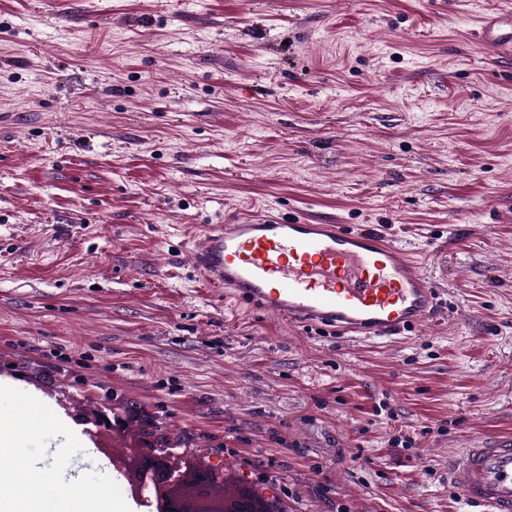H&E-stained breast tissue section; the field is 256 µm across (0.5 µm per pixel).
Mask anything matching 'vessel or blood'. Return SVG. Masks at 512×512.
I'll return each instance as SVG.
<instances>
[{"instance_id": "obj_1", "label": "vessel or blood", "mask_w": 512, "mask_h": 512, "mask_svg": "<svg viewBox=\"0 0 512 512\" xmlns=\"http://www.w3.org/2000/svg\"><path fill=\"white\" fill-rule=\"evenodd\" d=\"M478 39L512 51V6L483 17ZM189 258L225 298L311 331L394 339L440 308L442 289L424 263L374 228L240 218L200 225ZM452 482L468 502L512 512V439L464 449Z\"/></svg>"}]
</instances>
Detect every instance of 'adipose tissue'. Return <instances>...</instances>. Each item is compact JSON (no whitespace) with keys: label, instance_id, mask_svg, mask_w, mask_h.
<instances>
[{"label":"adipose tissue","instance_id":"adipose-tissue-1","mask_svg":"<svg viewBox=\"0 0 512 512\" xmlns=\"http://www.w3.org/2000/svg\"><path fill=\"white\" fill-rule=\"evenodd\" d=\"M39 420L17 416L0 420V454H14L15 461L0 469V512H113L112 500L103 492L78 497L64 492L74 484L65 458L58 453L26 457L17 448L33 433Z\"/></svg>","mask_w":512,"mask_h":512}]
</instances>
